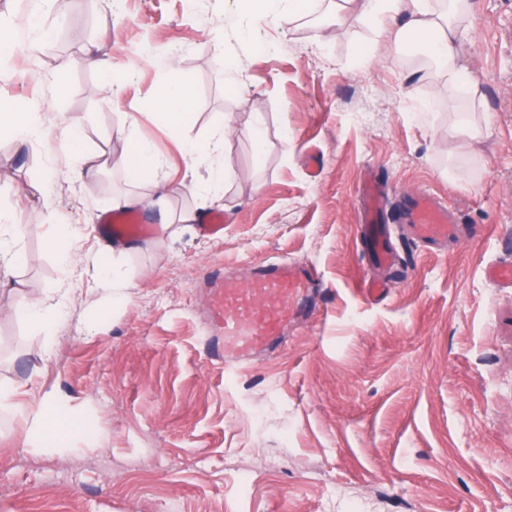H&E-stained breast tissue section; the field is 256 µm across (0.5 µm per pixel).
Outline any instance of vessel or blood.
<instances>
[{"mask_svg": "<svg viewBox=\"0 0 512 512\" xmlns=\"http://www.w3.org/2000/svg\"><path fill=\"white\" fill-rule=\"evenodd\" d=\"M360 196L357 229L361 248L374 265L392 266L395 252L388 224L387 190L369 179L362 184ZM399 213L419 243L441 247L456 235L453 213L432 195L402 197ZM99 227L108 239L128 246L157 230L135 211L102 214ZM209 284L213 301L208 322L224 340L221 358L228 373L255 354L275 351L289 326L312 321L317 314L318 274L303 261L262 266L244 285L220 275L210 278Z\"/></svg>", "mask_w": 512, "mask_h": 512, "instance_id": "obj_1", "label": "vessel or blood"}]
</instances>
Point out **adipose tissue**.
<instances>
[{"label":"adipose tissue","mask_w":512,"mask_h":512,"mask_svg":"<svg viewBox=\"0 0 512 512\" xmlns=\"http://www.w3.org/2000/svg\"><path fill=\"white\" fill-rule=\"evenodd\" d=\"M359 9L360 20L368 23L399 21L396 41L409 40L429 52L431 63L450 89L462 95L476 94V83L461 65L458 50L459 28L472 18L470 0H359ZM0 132L23 143L48 137L38 113L9 104L0 105ZM116 135L128 144L124 159L127 177L150 181L158 195H165L167 184L157 174L158 163L150 144L139 140L129 126L117 129ZM15 393L14 387L1 386L0 407L14 409L24 419L27 446L66 449L82 437V430L65 428L68 411L57 400L38 395L29 404L17 405L13 402Z\"/></svg>","instance_id":"obj_1"}]
</instances>
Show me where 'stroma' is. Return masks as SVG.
<instances>
[{
	"label": "stroma",
	"instance_id": "stroma-1",
	"mask_svg": "<svg viewBox=\"0 0 512 512\" xmlns=\"http://www.w3.org/2000/svg\"><path fill=\"white\" fill-rule=\"evenodd\" d=\"M0 20L24 40L52 30L0 65V102L53 99L42 123L72 134L0 137V210L26 226L14 287L0 289V385L51 393L96 430L36 451L0 409V512H512V288L485 275L512 262V0H475L471 99L418 78L393 30L337 26L322 4L289 27L249 23L238 0H0ZM173 78L191 97L176 137L155 109ZM460 110L489 116L478 154L458 149ZM257 120L262 150L242 134L225 146L224 237H201L208 207L184 185L182 145ZM130 121L190 223L162 224L151 182L127 178L113 133ZM75 147L102 160L95 178L73 176ZM368 170L390 194H436L472 230L443 253L395 228L399 268L377 304L357 292L378 274L356 243ZM119 194L147 200L162 226L123 250L121 303L91 267L112 257L96 223ZM56 223L77 230L69 269L45 246ZM295 260L318 271L317 318L275 356L230 374L209 362L207 269L243 282L256 264ZM60 288L72 291L64 323L13 315Z\"/></svg>",
	"mask_w": 512,
	"mask_h": 512
}]
</instances>
